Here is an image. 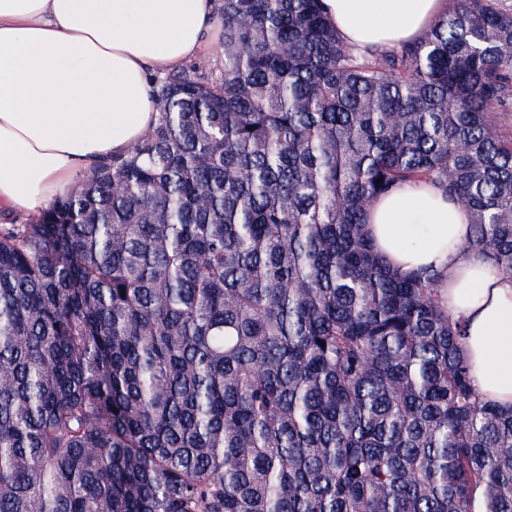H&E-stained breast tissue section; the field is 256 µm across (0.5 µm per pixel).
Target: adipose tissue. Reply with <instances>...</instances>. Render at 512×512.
<instances>
[{"label":"adipose tissue","instance_id":"adipose-tissue-1","mask_svg":"<svg viewBox=\"0 0 512 512\" xmlns=\"http://www.w3.org/2000/svg\"><path fill=\"white\" fill-rule=\"evenodd\" d=\"M359 50L417 39L443 0H324ZM221 22L216 0H0V207L38 212L79 177L127 155L157 120L154 75L179 70ZM376 252L439 269L441 299L465 320L475 392L512 408V278L467 249L466 209L431 184L371 206Z\"/></svg>","mask_w":512,"mask_h":512}]
</instances>
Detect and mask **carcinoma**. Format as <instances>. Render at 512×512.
<instances>
[{
    "label": "carcinoma",
    "instance_id": "carcinoma-1",
    "mask_svg": "<svg viewBox=\"0 0 512 512\" xmlns=\"http://www.w3.org/2000/svg\"><path fill=\"white\" fill-rule=\"evenodd\" d=\"M216 78L0 225V512H512L442 274L385 263L379 197L430 183L512 278V13L457 0L360 51L323 0H223Z\"/></svg>",
    "mask_w": 512,
    "mask_h": 512
}]
</instances>
